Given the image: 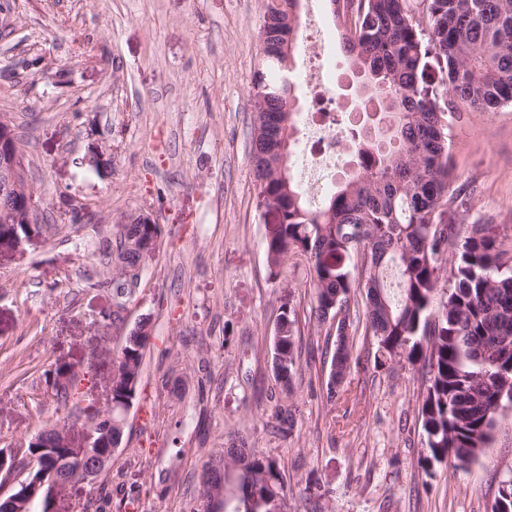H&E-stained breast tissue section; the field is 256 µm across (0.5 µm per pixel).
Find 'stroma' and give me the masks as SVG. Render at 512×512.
<instances>
[{"label":"stroma","mask_w":512,"mask_h":512,"mask_svg":"<svg viewBox=\"0 0 512 512\" xmlns=\"http://www.w3.org/2000/svg\"><path fill=\"white\" fill-rule=\"evenodd\" d=\"M268 0H0V116L22 136L37 221L21 251L0 250V448L48 419L47 372L112 374L113 351L149 318L140 393L123 442L96 483L68 489L55 512H199L205 463L239 441L277 459L287 512H488L512 478V410L464 468H425L427 386L405 363L374 367L365 294L346 316L352 365L328 390L336 326L314 319L310 271L289 256L269 276L251 162L253 82ZM334 63L332 93L362 131L328 0H301ZM456 223L495 224L512 243V107L463 113L453 130ZM86 205L92 222L72 220ZM152 214L162 233L142 265L125 322L103 253L123 219ZM298 319L299 370H272L283 302ZM294 425L276 429L274 412Z\"/></svg>","instance_id":"stroma-1"}]
</instances>
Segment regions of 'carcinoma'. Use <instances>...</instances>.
<instances>
[{
	"instance_id": "obj_1",
	"label": "carcinoma",
	"mask_w": 512,
	"mask_h": 512,
	"mask_svg": "<svg viewBox=\"0 0 512 512\" xmlns=\"http://www.w3.org/2000/svg\"><path fill=\"white\" fill-rule=\"evenodd\" d=\"M271 15L276 51H296L299 0ZM334 19L348 63L379 75L366 103L396 108L388 147L353 142L354 173L318 210L307 207L288 171L296 98L290 70L279 56L265 59L254 84L255 127L251 157L259 199L280 219L265 222L270 276L277 279L298 253L311 270L312 310L336 320V348L329 372L337 389L351 368L345 307L353 289L366 288V331L377 343L374 365L396 360L423 364L430 373L420 414L424 461L474 462L492 441L500 405L512 397V255L502 249L499 227L472 224L459 236L454 205L452 132L462 110L494 113L512 105V0H422L427 24L409 13L407 0H334ZM115 250L120 266L146 259L142 245L157 246L158 224L129 216ZM362 256L361 265L354 263ZM297 316L281 306L274 333L272 368L283 387L298 370ZM150 333L125 336L113 357L112 409L99 407L82 382L86 374L58 370L48 377L56 421L75 419L105 430L122 444L125 402L136 399ZM46 424L36 450L18 465L65 476L70 449ZM205 469L204 512H270L285 503L286 477L278 462L256 450L231 448ZM224 486L213 500L207 484ZM490 512H512V478L503 481Z\"/></svg>"
}]
</instances>
